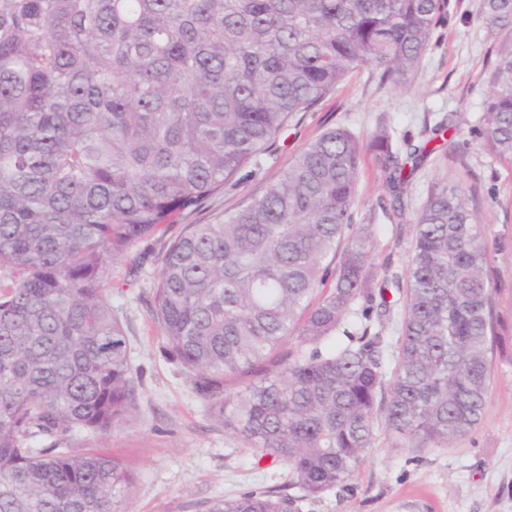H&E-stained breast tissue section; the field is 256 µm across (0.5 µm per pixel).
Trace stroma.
I'll return each instance as SVG.
<instances>
[{"instance_id": "stroma-1", "label": "stroma", "mask_w": 512, "mask_h": 512, "mask_svg": "<svg viewBox=\"0 0 512 512\" xmlns=\"http://www.w3.org/2000/svg\"><path fill=\"white\" fill-rule=\"evenodd\" d=\"M449 15L434 31L412 86L380 85L372 67L352 69L337 89L310 111L297 113L252 177L220 191L184 224L238 207L276 182L292 159L326 127L343 126L370 142L380 120L396 141L418 142L425 125L455 113V148L437 149L420 165L406 208L407 223L393 224L382 209L391 202L386 174L372 153L359 172L354 221L372 224L370 263L377 273L404 271L414 235L412 219L436 182L459 183L476 199L491 249L495 313L512 335V164L485 151L473 131L481 122L487 87L483 72L490 45L478 18L480 0H449ZM159 239L140 242L112 266L107 295L127 330L137 371V409L107 437L81 433L82 451L107 448L136 481L123 512H207L217 500L287 486L286 465L257 459L210 415L180 367L164 353L151 315L150 288ZM299 512H512V360L496 359L480 426L451 446L400 447L379 428L374 448L342 485L303 500Z\"/></svg>"}]
</instances>
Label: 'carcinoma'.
Here are the masks:
<instances>
[{
    "label": "carcinoma",
    "mask_w": 512,
    "mask_h": 512,
    "mask_svg": "<svg viewBox=\"0 0 512 512\" xmlns=\"http://www.w3.org/2000/svg\"><path fill=\"white\" fill-rule=\"evenodd\" d=\"M448 6L0 0V512H121L134 473L70 448L136 409L126 330L106 297L112 264L237 185L354 67L412 84ZM480 16L493 46L475 136L512 162V0H482ZM404 145L385 123L367 145L330 128L261 196L184 225L157 254L165 354L224 431L286 464L304 498L351 477L380 411L402 447L473 431L494 359L512 351L462 185L430 187L404 273L371 270L372 225L352 223L360 163L373 152L386 216L402 224L406 160L426 150ZM389 288L405 295L388 373ZM230 378L244 388L227 391ZM300 498L246 492L209 512H299Z\"/></svg>",
    "instance_id": "obj_1"
}]
</instances>
